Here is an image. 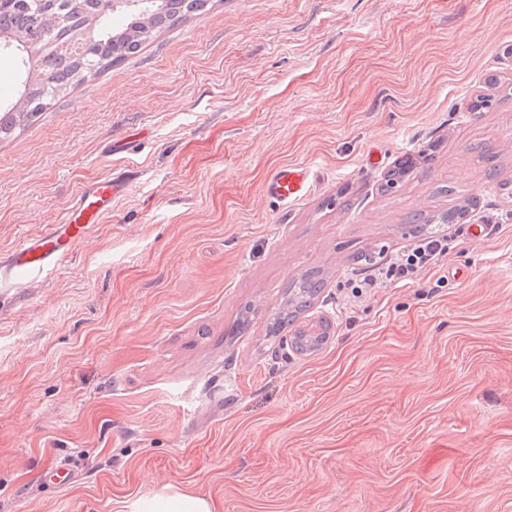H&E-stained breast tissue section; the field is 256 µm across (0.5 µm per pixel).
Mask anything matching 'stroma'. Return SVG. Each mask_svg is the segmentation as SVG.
<instances>
[{
  "label": "stroma",
  "instance_id": "obj_1",
  "mask_svg": "<svg viewBox=\"0 0 512 512\" xmlns=\"http://www.w3.org/2000/svg\"><path fill=\"white\" fill-rule=\"evenodd\" d=\"M285 165L314 179L281 206ZM131 172L0 296V512H512V221L477 228L512 218V0H213L0 141V256ZM467 198L438 273L350 301L368 255ZM310 270L313 306L269 335ZM311 184V171L304 166H284L276 169L268 178L266 194L278 201L292 204L299 201ZM135 178L109 177L82 190L61 224H51L38 235L27 238L7 256L0 258V290L16 287L18 276L28 280L52 271L87 235L112 212V201L131 191ZM134 512H212L206 498L185 493L156 494L134 503Z\"/></svg>",
  "mask_w": 512,
  "mask_h": 512
}]
</instances>
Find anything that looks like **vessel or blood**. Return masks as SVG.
Listing matches in <instances>:
<instances>
[{
  "label": "vessel or blood",
  "mask_w": 512,
  "mask_h": 512,
  "mask_svg": "<svg viewBox=\"0 0 512 512\" xmlns=\"http://www.w3.org/2000/svg\"><path fill=\"white\" fill-rule=\"evenodd\" d=\"M133 178L109 177L82 190L66 219L49 225L38 235L27 238L7 256L0 258V290L15 287L17 277L30 280L52 271L112 210L113 201L131 191ZM311 184V171L304 166H284L268 178L265 191L278 201L292 204L299 201Z\"/></svg>",
  "instance_id": "1"
}]
</instances>
